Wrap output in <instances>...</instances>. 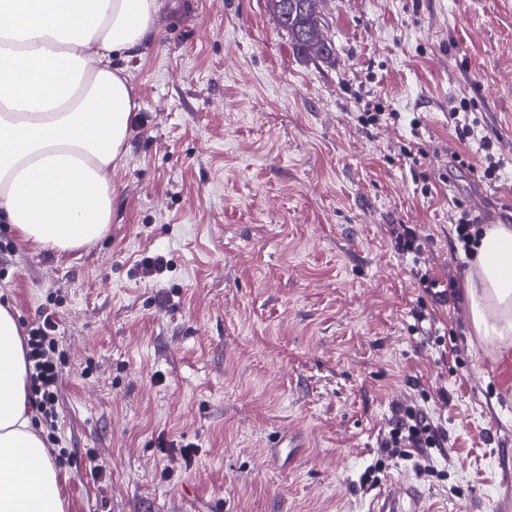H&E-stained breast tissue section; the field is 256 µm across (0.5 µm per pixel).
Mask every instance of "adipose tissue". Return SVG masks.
Wrapping results in <instances>:
<instances>
[{
    "label": "adipose tissue",
    "mask_w": 512,
    "mask_h": 512,
    "mask_svg": "<svg viewBox=\"0 0 512 512\" xmlns=\"http://www.w3.org/2000/svg\"><path fill=\"white\" fill-rule=\"evenodd\" d=\"M155 0H0V219L59 253L100 239L134 93L113 61L154 24ZM473 326L512 335V226L470 253ZM499 312L488 322L487 309ZM0 512H65L33 412L15 316L0 306Z\"/></svg>",
    "instance_id": "adipose-tissue-1"
}]
</instances>
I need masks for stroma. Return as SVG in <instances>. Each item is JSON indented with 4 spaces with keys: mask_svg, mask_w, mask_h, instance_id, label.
Here are the masks:
<instances>
[{
    "mask_svg": "<svg viewBox=\"0 0 512 512\" xmlns=\"http://www.w3.org/2000/svg\"><path fill=\"white\" fill-rule=\"evenodd\" d=\"M322 22L335 57L311 62L267 0H156L117 60L137 107L104 236L56 253L0 223V304L62 338L66 512H370L395 479L415 512H512V335L475 331L453 245L460 212L512 225V0H323ZM484 140L493 183L467 166ZM412 404L448 437L433 477L380 446ZM460 114H462L461 117ZM451 117L455 120L454 133L458 140L465 142L478 136L477 126L474 124V120H470L468 110L464 105H461L460 109L453 110ZM390 232L398 253L406 260L409 258L413 267L417 269L421 264L422 244L415 229L408 224H393Z\"/></svg>",
    "mask_w": 512,
    "mask_h": 512,
    "instance_id": "1",
    "label": "stroma"
}]
</instances>
